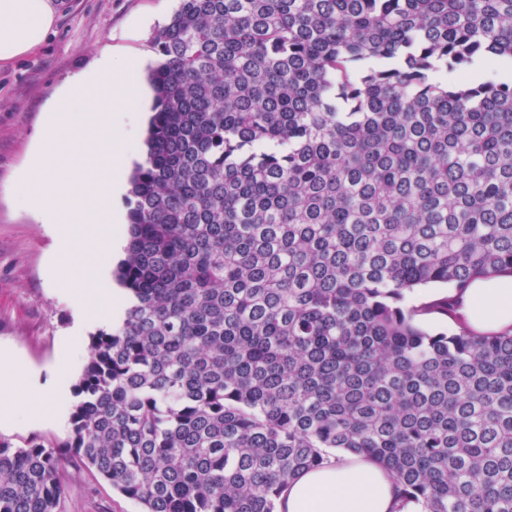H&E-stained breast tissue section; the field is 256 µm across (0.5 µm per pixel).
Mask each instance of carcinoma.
Instances as JSON below:
<instances>
[{
    "instance_id": "cac0c4a2",
    "label": "carcinoma",
    "mask_w": 512,
    "mask_h": 512,
    "mask_svg": "<svg viewBox=\"0 0 512 512\" xmlns=\"http://www.w3.org/2000/svg\"><path fill=\"white\" fill-rule=\"evenodd\" d=\"M177 2L131 304L71 439L0 437V512H55L70 453L142 512H277L329 449L425 512H512V328L435 332L456 300L411 303L512 274V0Z\"/></svg>"
}]
</instances>
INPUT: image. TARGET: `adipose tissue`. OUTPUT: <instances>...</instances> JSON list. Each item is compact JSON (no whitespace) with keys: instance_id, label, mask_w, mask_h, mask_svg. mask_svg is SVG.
I'll return each instance as SVG.
<instances>
[{"instance_id":"ef3b65f1","label":"adipose tissue","mask_w":512,"mask_h":512,"mask_svg":"<svg viewBox=\"0 0 512 512\" xmlns=\"http://www.w3.org/2000/svg\"><path fill=\"white\" fill-rule=\"evenodd\" d=\"M54 0H0V66L34 52L55 22ZM461 319L479 333L512 327V275L475 280L457 307ZM64 362L52 369L57 381L44 386L34 371H23L10 351L0 349V429L11 427L16 412L13 386L26 376L40 397L64 392ZM278 512H423L402 500L389 475L364 458L332 452L320 468L300 474L281 496Z\"/></svg>"}]
</instances>
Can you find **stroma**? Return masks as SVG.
Returning <instances> with one entry per match:
<instances>
[{"instance_id":"35a3bbf8","label":"stroma","mask_w":512,"mask_h":512,"mask_svg":"<svg viewBox=\"0 0 512 512\" xmlns=\"http://www.w3.org/2000/svg\"><path fill=\"white\" fill-rule=\"evenodd\" d=\"M175 6V0H62L45 43L0 67V347L40 368L42 380L50 379L51 366L62 358L70 384H77L89 361L92 333L74 330L73 304L51 275L57 265L94 254L78 232L56 238L52 225L26 203L24 176L40 146L44 111L55 92L100 56L124 53L152 61L151 34ZM69 334L74 340L66 349L62 338ZM17 401L19 421L5 438L18 446L34 438L69 439L70 427L57 426L53 418L70 417L73 394L44 401L52 419L32 427L25 423L29 397L21 391ZM62 478L57 512H141L79 459L68 460Z\"/></svg>"}]
</instances>
